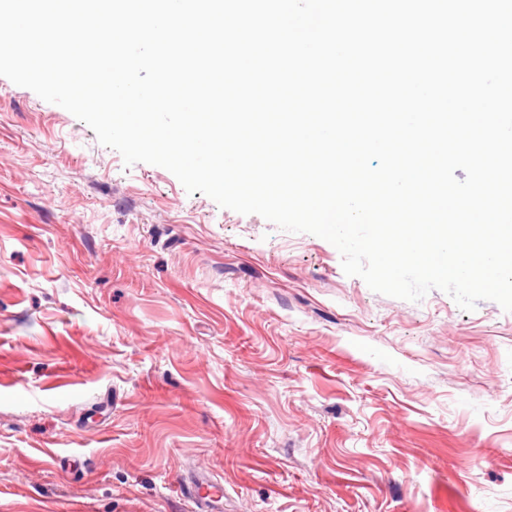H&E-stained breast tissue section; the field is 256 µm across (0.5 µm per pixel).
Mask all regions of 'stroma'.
<instances>
[{
  "label": "stroma",
  "mask_w": 512,
  "mask_h": 512,
  "mask_svg": "<svg viewBox=\"0 0 512 512\" xmlns=\"http://www.w3.org/2000/svg\"><path fill=\"white\" fill-rule=\"evenodd\" d=\"M512 512V312L410 302L0 76V512ZM182 494L195 512H214L215 504L224 498V485L200 469L189 481H182Z\"/></svg>",
  "instance_id": "1"
}]
</instances>
